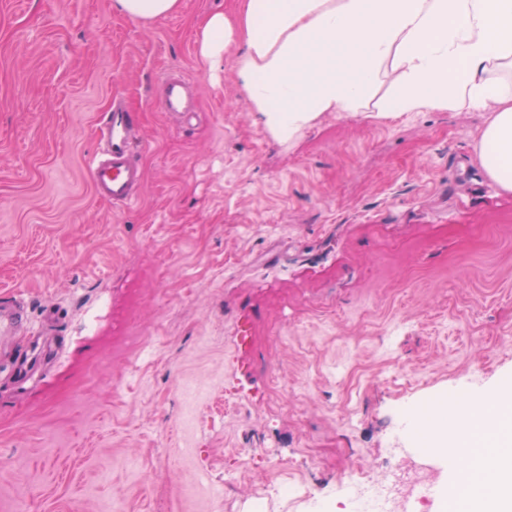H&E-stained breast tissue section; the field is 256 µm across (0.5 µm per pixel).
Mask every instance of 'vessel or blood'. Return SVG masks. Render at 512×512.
Listing matches in <instances>:
<instances>
[{
	"mask_svg": "<svg viewBox=\"0 0 512 512\" xmlns=\"http://www.w3.org/2000/svg\"><path fill=\"white\" fill-rule=\"evenodd\" d=\"M187 80L182 76L164 75L161 79V108L178 111ZM139 115L133 112L123 97L113 95L112 102L96 125V136L104 149L89 162L91 188L94 195L115 207L135 202L144 179L138 157L135 133ZM29 329V315L23 304H16L11 314L0 313L1 336H23Z\"/></svg>",
	"mask_w": 512,
	"mask_h": 512,
	"instance_id": "b4317fda",
	"label": "vessel or blood"
}]
</instances>
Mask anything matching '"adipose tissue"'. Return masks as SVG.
I'll return each instance as SVG.
<instances>
[{
  "label": "adipose tissue",
  "instance_id": "ef3b65f1",
  "mask_svg": "<svg viewBox=\"0 0 512 512\" xmlns=\"http://www.w3.org/2000/svg\"><path fill=\"white\" fill-rule=\"evenodd\" d=\"M209 63L235 49L238 81L280 143L327 113L399 114L485 109L480 164L512 192V0H242L236 19L209 15L197 33ZM512 394L473 390L464 408L439 402L412 412L421 454L445 457L478 435L496 446L457 457L496 476L464 499L466 512H512Z\"/></svg>",
  "mask_w": 512,
  "mask_h": 512
}]
</instances>
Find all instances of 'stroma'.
<instances>
[{
    "label": "stroma",
    "instance_id": "1",
    "mask_svg": "<svg viewBox=\"0 0 512 512\" xmlns=\"http://www.w3.org/2000/svg\"><path fill=\"white\" fill-rule=\"evenodd\" d=\"M239 6L144 26L113 0H0V306L31 318L0 343V512H353L354 468L422 460L410 411L512 381V192L478 161L486 112L326 114L279 143L233 55L197 52ZM168 71L192 111L160 109ZM115 92L144 144L125 208L87 173ZM131 300L144 345L113 339Z\"/></svg>",
    "mask_w": 512,
    "mask_h": 512
}]
</instances>
